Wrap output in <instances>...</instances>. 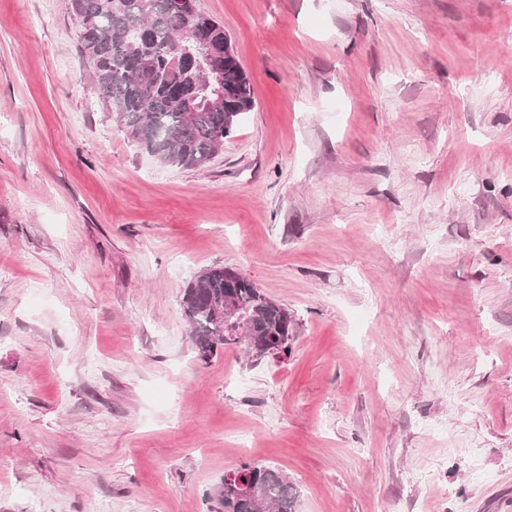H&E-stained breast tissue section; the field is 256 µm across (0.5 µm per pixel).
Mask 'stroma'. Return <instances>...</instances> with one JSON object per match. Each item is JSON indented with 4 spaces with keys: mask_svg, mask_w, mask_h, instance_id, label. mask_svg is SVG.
I'll use <instances>...</instances> for the list:
<instances>
[{
    "mask_svg": "<svg viewBox=\"0 0 512 512\" xmlns=\"http://www.w3.org/2000/svg\"><path fill=\"white\" fill-rule=\"evenodd\" d=\"M255 107L205 169L99 99L71 0H0V512H512V0H197ZM224 266L288 359L200 360ZM231 287V288H230ZM243 314L239 334H229L225 320L239 319ZM182 307L195 351L202 360L216 355L219 349L232 347L241 340L247 345L252 359L289 353L291 316L288 309L270 299L257 285L240 273L224 267H213L199 274L184 289ZM232 474L228 473L232 479L224 476L207 494L208 501L216 509L214 512H261L256 507L253 495L246 493L238 481L253 484L260 493L266 512H296L297 489L280 471L245 463Z\"/></svg>",
    "mask_w": 512,
    "mask_h": 512,
    "instance_id": "obj_1",
    "label": "stroma"
}]
</instances>
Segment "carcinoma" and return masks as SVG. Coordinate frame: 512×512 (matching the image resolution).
Listing matches in <instances>:
<instances>
[{"label":"carcinoma","mask_w":512,"mask_h":512,"mask_svg":"<svg viewBox=\"0 0 512 512\" xmlns=\"http://www.w3.org/2000/svg\"><path fill=\"white\" fill-rule=\"evenodd\" d=\"M72 8L80 21L81 52L104 104L118 114L127 137L158 162L205 167L253 110L251 83L240 64H224L219 86L207 79L213 55L231 44L218 21L198 31L196 19L177 10L173 0H72ZM176 42L196 57V69L160 54ZM181 86L194 89L191 109L176 95ZM228 301L243 314L233 336L219 319ZM182 307L203 360L241 341L256 360L289 353L288 309L232 269L213 267L199 274L184 289ZM247 482L260 493L267 512H295V486L272 467L248 463L210 489L207 499L214 512H259L253 495L241 487Z\"/></svg>","instance_id":"carcinoma-1"}]
</instances>
